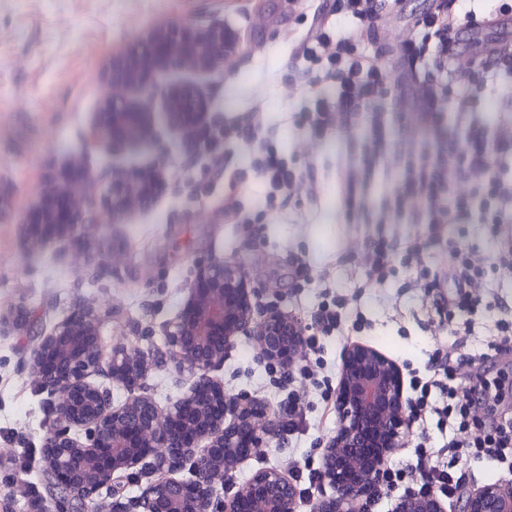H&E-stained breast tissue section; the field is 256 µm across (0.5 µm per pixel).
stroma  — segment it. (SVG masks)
I'll list each match as a JSON object with an SVG mask.
<instances>
[{
    "instance_id": "1",
    "label": "stroma",
    "mask_w": 512,
    "mask_h": 512,
    "mask_svg": "<svg viewBox=\"0 0 512 512\" xmlns=\"http://www.w3.org/2000/svg\"><path fill=\"white\" fill-rule=\"evenodd\" d=\"M324 0H0V314H27L25 326L0 335V448L15 451L0 467V491L12 512H39L54 491L45 477L43 435L53 424L46 393L29 367L30 352L81 305L111 312L103 327L106 346L118 343L143 351L163 347L162 326L172 320L198 266L213 260L242 265L260 287L261 304L302 321L305 338L315 340L328 385L294 378L260 359L242 337L214 375L227 392L248 393L276 411L290 392L304 397L295 428L286 430L262 456L232 476L245 483L260 467L291 469L321 465V445L336 430L335 400L343 355L352 343L374 346L396 360L403 372L429 377L436 348L453 339L412 274L367 283L362 261L369 236L398 243L425 239L423 224H341L336 220V141H320L315 152L288 126V114L304 96L290 80V42L307 31ZM220 19L249 39L232 69L193 73L169 68L140 98L152 122L153 140L143 148L103 153L87 145L109 91L112 62L137 37L157 25ZM193 84L212 103L213 121L247 119L261 109L263 136L288 155L305 157L316 168L317 205L307 204L308 185L296 195L302 208L278 206L261 224L224 220V179L214 176L200 143H188L167 128L165 95L174 84ZM80 162L81 190L102 200L113 178L156 171L163 183L148 206L83 228L84 248L64 243L26 252L19 221L51 180L65 177ZM359 306L362 329L345 327L327 336L314 316L319 304L336 296ZM192 379L171 363L153 362L144 380L159 404L188 390Z\"/></svg>"
}]
</instances>
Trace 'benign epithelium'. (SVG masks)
Masks as SVG:
<instances>
[{
  "instance_id": "obj_1",
  "label": "benign epithelium",
  "mask_w": 512,
  "mask_h": 512,
  "mask_svg": "<svg viewBox=\"0 0 512 512\" xmlns=\"http://www.w3.org/2000/svg\"><path fill=\"white\" fill-rule=\"evenodd\" d=\"M244 40L224 22L201 26L172 23L132 44L112 65L111 89L90 142L107 151L149 141L148 115L130 97L149 93L170 67L210 71L231 64ZM211 103L184 83L168 90L165 110L172 132L195 138ZM72 178L48 185L20 224L28 244L43 249L73 235L80 224H103L105 216L78 194ZM160 185L157 174L111 182L108 217L131 211ZM260 289L240 265L213 261L198 267L177 315L163 326L166 354L194 381L165 406L144 392L150 354L117 344L107 349L102 328L109 312L95 306L72 311L32 351L37 388L51 397L54 426L42 443L46 471L72 507L112 484V512H299L294 480L277 467H264L223 497L215 472L231 480L241 465L270 447L283 415L245 393L229 395L211 372L241 336L254 340L260 356L290 369L303 354L301 322L276 306L257 316ZM104 374L127 392L120 403L92 377ZM335 406L336 433L322 443L320 481L332 494L317 512H360L382 486L384 463L405 444L411 425L403 373L377 348L350 346L344 356ZM167 471L136 502L123 486L144 464ZM189 469L193 477L175 473ZM392 512H447L444 500L411 489L394 498ZM461 512H512V489L489 483L462 499Z\"/></svg>"
}]
</instances>
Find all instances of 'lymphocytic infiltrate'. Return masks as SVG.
I'll return each mask as SVG.
<instances>
[{"instance_id": "lymphocytic-infiltrate-1", "label": "lymphocytic infiltrate", "mask_w": 512, "mask_h": 512, "mask_svg": "<svg viewBox=\"0 0 512 512\" xmlns=\"http://www.w3.org/2000/svg\"><path fill=\"white\" fill-rule=\"evenodd\" d=\"M398 4L334 0L331 9L314 14L291 55L306 93L288 122L308 140L347 144L336 157L338 222L430 226L428 241L402 249L383 236L372 240L364 255L369 278L382 281L396 267L419 265L428 245L442 241L445 225L476 222L495 225L512 270V178L494 166L495 159L512 156V50L474 54L461 66L451 49L454 40L511 13L512 0H427L423 11L406 17L407 36L394 44L384 28ZM504 85L509 94L494 125L474 119V90L493 95ZM261 127L256 114L200 131L213 169L226 162V141H252ZM248 168L261 181L259 206L267 212L310 175L273 146L251 157ZM445 275L453 290L435 295L432 305L447 321L456 350L437 359L429 379L411 378L408 408L415 420L436 417L450 436L439 447L420 441L404 467L386 461L383 480L415 473L451 499L471 460L512 472V415L496 413L512 374L486 368V355L463 349L471 314L495 293L466 242L449 245Z\"/></svg>"}]
</instances>
